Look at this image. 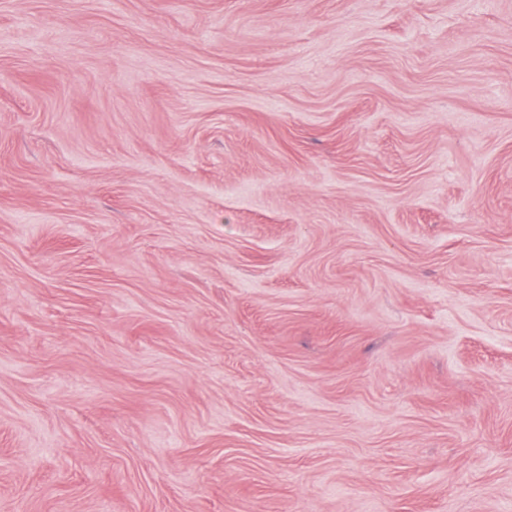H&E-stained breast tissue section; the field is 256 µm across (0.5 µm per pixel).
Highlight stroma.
<instances>
[{
  "mask_svg": "<svg viewBox=\"0 0 512 512\" xmlns=\"http://www.w3.org/2000/svg\"><path fill=\"white\" fill-rule=\"evenodd\" d=\"M0 512H512V0H0Z\"/></svg>",
  "mask_w": 512,
  "mask_h": 512,
  "instance_id": "35a3bbf8",
  "label": "stroma"
}]
</instances>
